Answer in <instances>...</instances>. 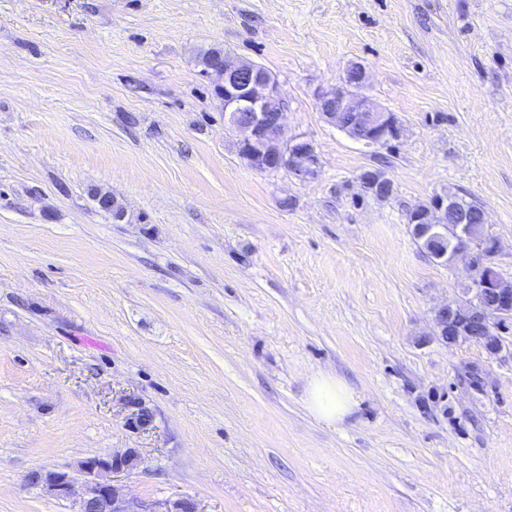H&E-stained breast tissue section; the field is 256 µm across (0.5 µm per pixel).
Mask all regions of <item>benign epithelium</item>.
I'll list each match as a JSON object with an SVG mask.
<instances>
[{
    "instance_id": "benign-epithelium-1",
    "label": "benign epithelium",
    "mask_w": 512,
    "mask_h": 512,
    "mask_svg": "<svg viewBox=\"0 0 512 512\" xmlns=\"http://www.w3.org/2000/svg\"><path fill=\"white\" fill-rule=\"evenodd\" d=\"M206 74L217 79L224 101V122L235 134L234 145L241 159L258 171L286 170L299 180L318 174L319 156L314 145L302 137L284 138L285 103L277 82L263 68L224 52ZM368 75L359 64L352 65L336 86L317 94L324 119L350 137L369 145L384 146L403 136L404 128L394 113L374 103L363 93ZM361 191L384 200L392 196L394 183L380 169L367 168L357 176ZM413 235L431 257L446 261L468 253L480 268L477 278L465 287L463 304L450 302L435 311L437 336L448 345L474 341L487 352L499 353L502 340L496 325L512 319V279L501 276L490 259L498 242H488L477 252L471 244L484 237L486 211L457 203V195L444 191L407 211ZM128 465L125 457L112 455L87 458L80 464L82 481L62 471H46L31 478V484L47 495L69 500L71 512H197L190 499L134 506L106 475Z\"/></svg>"
}]
</instances>
